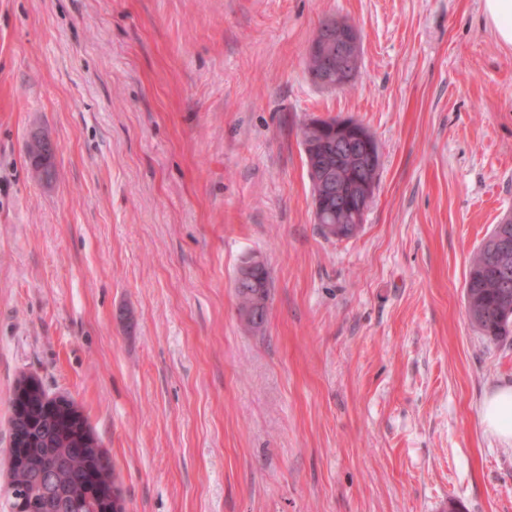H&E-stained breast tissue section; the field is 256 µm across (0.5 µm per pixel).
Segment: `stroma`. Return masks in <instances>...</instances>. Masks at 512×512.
I'll return each instance as SVG.
<instances>
[{"instance_id": "obj_1", "label": "stroma", "mask_w": 512, "mask_h": 512, "mask_svg": "<svg viewBox=\"0 0 512 512\" xmlns=\"http://www.w3.org/2000/svg\"><path fill=\"white\" fill-rule=\"evenodd\" d=\"M482 4L0 0V487L33 375L81 408L127 512H512V447L480 419L512 340L464 299L512 218V45ZM329 15L361 37L336 91L305 67ZM314 116L381 147L350 239L315 222ZM249 254L260 333L234 288ZM27 146L32 151L33 155L37 157L38 168L36 169V173L41 175L43 183L47 184L48 178L49 181L52 182L56 177V170L54 168V151L51 157L52 162L49 163L50 168L46 173L44 171L45 165L48 163L51 152L54 149V144L50 136L46 133L34 132L27 140ZM40 163L42 165H39ZM260 262L261 264L256 267L252 275L253 281L243 284L242 288H235L239 301V315L242 321L249 322L252 319V316L249 315H246L243 319L245 312L252 311L254 316L258 315L255 317L256 322L246 324L247 327L256 332H261L267 321L270 299L269 272L265 264L258 258L240 264L239 272L237 271L239 281L246 280L250 277V269Z\"/></svg>"}]
</instances>
